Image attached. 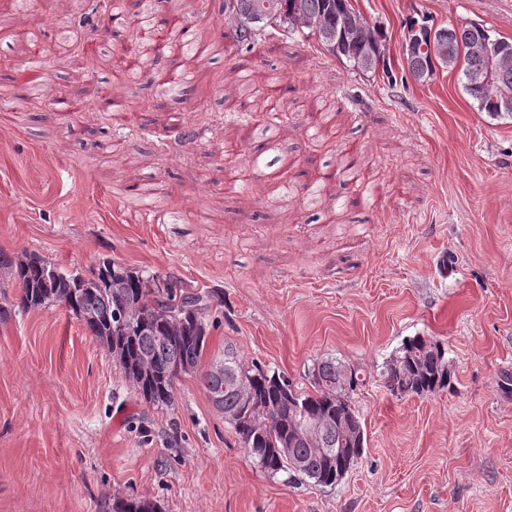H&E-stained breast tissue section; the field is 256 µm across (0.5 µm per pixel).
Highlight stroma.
<instances>
[{
  "label": "stroma",
  "instance_id": "stroma-1",
  "mask_svg": "<svg viewBox=\"0 0 512 512\" xmlns=\"http://www.w3.org/2000/svg\"><path fill=\"white\" fill-rule=\"evenodd\" d=\"M386 34L385 66L349 71L296 32L251 53L233 44L223 0L164 15L206 29L224 52L197 81L160 94L178 74L169 52L142 53L131 33L113 41L103 18L82 26L90 0H33L30 15H0L10 32L58 19L82 26L81 55L0 54V249L37 253L69 271L111 259L136 271L216 289L203 367L233 347L245 364L311 391L327 357L363 370L353 396L364 454L335 486L288 482L248 456L209 400L199 374L178 382L173 407L146 404L111 355L64 307L0 324V512H112V497L162 512H512V118L479 111L456 71L418 82L401 51L409 19L479 22L512 39V0H352ZM142 79L128 81L131 66ZM274 72L267 87L320 96L341 110L330 140L365 164L377 202L356 183L330 182L341 202L305 204L323 159L313 117L290 106L294 197L258 168L225 191L232 161L249 162L250 115L224 108L234 68ZM45 86L38 105L23 84ZM122 101L119 111L102 107ZM66 101L71 111H59ZM199 129L157 149L145 133ZM149 189L139 205L136 189ZM444 344L455 393L392 396L379 373L404 339Z\"/></svg>",
  "mask_w": 512,
  "mask_h": 512
}]
</instances>
